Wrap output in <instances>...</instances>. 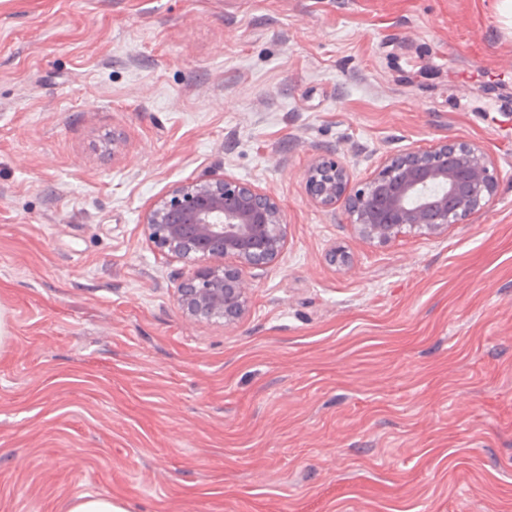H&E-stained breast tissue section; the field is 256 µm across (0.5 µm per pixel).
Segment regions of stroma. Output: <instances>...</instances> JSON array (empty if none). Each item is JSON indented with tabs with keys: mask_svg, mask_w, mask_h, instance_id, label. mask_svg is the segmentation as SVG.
<instances>
[{
	"mask_svg": "<svg viewBox=\"0 0 512 512\" xmlns=\"http://www.w3.org/2000/svg\"><path fill=\"white\" fill-rule=\"evenodd\" d=\"M444 138L499 191L443 236L371 244L305 192L324 151L359 183ZM214 173L288 224L232 326L184 318L140 222ZM83 496L512 512L504 0H0V512Z\"/></svg>",
	"mask_w": 512,
	"mask_h": 512,
	"instance_id": "stroma-1",
	"label": "stroma"
}]
</instances>
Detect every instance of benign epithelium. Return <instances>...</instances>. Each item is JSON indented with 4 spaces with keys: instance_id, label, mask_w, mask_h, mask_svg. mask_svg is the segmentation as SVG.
Wrapping results in <instances>:
<instances>
[{
    "instance_id": "1",
    "label": "benign epithelium",
    "mask_w": 512,
    "mask_h": 512,
    "mask_svg": "<svg viewBox=\"0 0 512 512\" xmlns=\"http://www.w3.org/2000/svg\"><path fill=\"white\" fill-rule=\"evenodd\" d=\"M303 181L315 206L343 204L355 234L380 246L405 234L441 236L485 210L499 188L481 145L447 138L387 156L358 184L336 153L324 152ZM142 224L158 251L187 263L176 297L193 322L237 324L249 307L248 273L278 261L287 245L279 199L228 174L175 185L144 210Z\"/></svg>"
}]
</instances>
